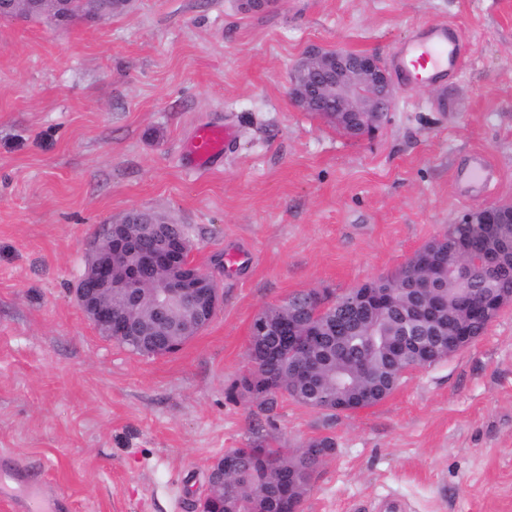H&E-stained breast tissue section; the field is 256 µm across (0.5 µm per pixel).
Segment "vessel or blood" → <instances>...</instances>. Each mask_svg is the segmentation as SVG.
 I'll list each match as a JSON object with an SVG mask.
<instances>
[{
    "instance_id": "vessel-or-blood-1",
    "label": "vessel or blood",
    "mask_w": 512,
    "mask_h": 512,
    "mask_svg": "<svg viewBox=\"0 0 512 512\" xmlns=\"http://www.w3.org/2000/svg\"><path fill=\"white\" fill-rule=\"evenodd\" d=\"M466 54V44L457 28L447 22H434L408 38L391 58L392 66L413 87L426 86L458 73ZM235 139L228 126H199L184 145L193 167L208 171L223 159ZM11 486L16 499L27 501L30 512H43L40 485L12 469L0 470V487Z\"/></svg>"
}]
</instances>
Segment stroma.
I'll list each match as a JSON object with an SVG mask.
<instances>
[{"instance_id":"1","label":"stroma","mask_w":512,"mask_h":512,"mask_svg":"<svg viewBox=\"0 0 512 512\" xmlns=\"http://www.w3.org/2000/svg\"><path fill=\"white\" fill-rule=\"evenodd\" d=\"M467 44L447 82L397 90L350 136L298 110L288 76L310 45L389 60L420 26ZM203 123L221 166H188ZM484 158L488 186L468 170ZM512 204V0H133L120 15L0 20V462L45 483L56 512H198L211 459L256 439L330 433L300 512H512V306L470 347L327 424L230 395L251 325L308 289L338 295L401 268L465 211ZM185 224L223 295L172 355L102 336L71 290L101 225L129 210ZM248 254L234 272L224 252ZM235 139L229 126L201 125L184 145L186 158L200 171H209L224 158Z\"/></svg>"}]
</instances>
